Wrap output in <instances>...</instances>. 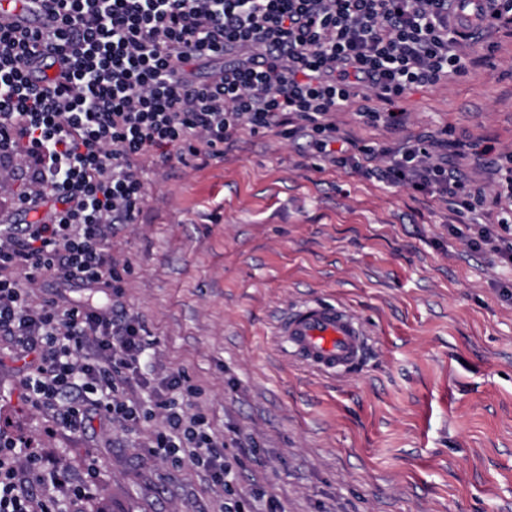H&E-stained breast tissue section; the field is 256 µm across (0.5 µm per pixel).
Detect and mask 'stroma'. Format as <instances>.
<instances>
[{
	"label": "stroma",
	"mask_w": 512,
	"mask_h": 512,
	"mask_svg": "<svg viewBox=\"0 0 512 512\" xmlns=\"http://www.w3.org/2000/svg\"><path fill=\"white\" fill-rule=\"evenodd\" d=\"M482 66L410 90L403 132L331 116L356 146L454 136L512 153V36ZM143 210L113 230L148 372L197 388L237 471L147 456L164 422L73 431L27 406L0 340V431L60 460L77 512H224L264 493L285 512H512V266L451 225L450 203L322 160L309 138L242 134L223 157L147 164ZM307 303L361 325L354 366L319 373L278 334Z\"/></svg>",
	"instance_id": "obj_1"
}]
</instances>
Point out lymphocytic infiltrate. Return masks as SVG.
<instances>
[{
  "label": "lymphocytic infiltrate",
  "instance_id": "lymphocytic-infiltrate-1",
  "mask_svg": "<svg viewBox=\"0 0 512 512\" xmlns=\"http://www.w3.org/2000/svg\"><path fill=\"white\" fill-rule=\"evenodd\" d=\"M50 25L33 32L0 15V174L38 220L0 225V337L28 359L24 402L79 430L165 418L154 455L190 461L231 488L236 472L181 372L141 371L143 325L123 302L107 247L113 225L134 223L143 163L222 155L238 136L304 134L330 164L390 185L452 199L458 213L512 202V153L464 143L493 168L494 194L450 168L434 140L358 153L333 149V112L405 123L390 107L414 87L466 70L468 48L512 32V0H47ZM223 60L210 78L197 66ZM387 110L369 107L370 99ZM384 166H374L376 156ZM103 294L31 308L24 288L43 276ZM140 386L146 398L120 388ZM58 462L0 433V512H65L83 498Z\"/></svg>",
  "mask_w": 512,
  "mask_h": 512
}]
</instances>
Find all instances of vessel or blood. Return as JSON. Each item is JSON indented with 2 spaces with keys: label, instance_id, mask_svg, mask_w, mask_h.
<instances>
[{
  "label": "vessel or blood",
  "instance_id": "1",
  "mask_svg": "<svg viewBox=\"0 0 512 512\" xmlns=\"http://www.w3.org/2000/svg\"><path fill=\"white\" fill-rule=\"evenodd\" d=\"M0 9L12 11L25 28L42 26L46 17L44 0H26L13 9L11 0H0ZM280 334L309 366L329 372L353 364L363 349L360 326L341 308L312 304L295 310L280 323Z\"/></svg>",
  "mask_w": 512,
  "mask_h": 512
}]
</instances>
